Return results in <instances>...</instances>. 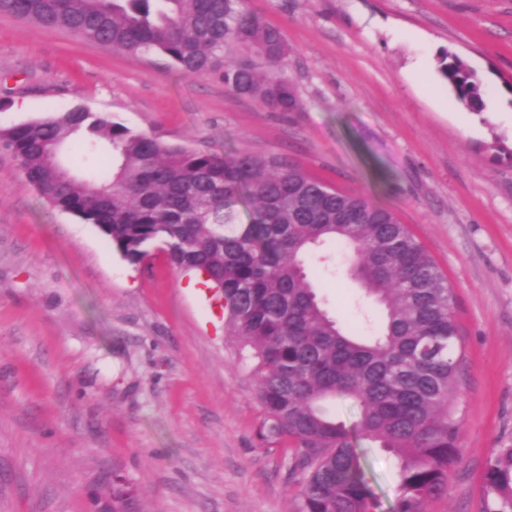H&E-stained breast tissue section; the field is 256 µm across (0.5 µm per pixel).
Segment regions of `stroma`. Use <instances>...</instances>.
<instances>
[{
  "mask_svg": "<svg viewBox=\"0 0 512 512\" xmlns=\"http://www.w3.org/2000/svg\"><path fill=\"white\" fill-rule=\"evenodd\" d=\"M290 47L301 109L272 112L216 75L184 77L0 14V129L80 106L162 142L277 155L407 224L448 279L461 429L427 512H484L489 459L512 448V0H247ZM483 80L460 104L438 54ZM326 308L356 326L343 252ZM266 412L224 310L151 249L132 265L45 202L0 150V512H96L112 482L133 512H298L303 474ZM390 512L399 461L366 440Z\"/></svg>",
  "mask_w": 512,
  "mask_h": 512,
  "instance_id": "35a3bbf8",
  "label": "stroma"
}]
</instances>
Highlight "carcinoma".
Listing matches in <instances>:
<instances>
[{
  "instance_id": "carcinoma-1",
  "label": "carcinoma",
  "mask_w": 512,
  "mask_h": 512,
  "mask_svg": "<svg viewBox=\"0 0 512 512\" xmlns=\"http://www.w3.org/2000/svg\"><path fill=\"white\" fill-rule=\"evenodd\" d=\"M0 13L162 56L183 76L217 74L272 112L300 109L283 73L284 35L244 0H0ZM438 72L461 103L483 108V81L465 60L443 51ZM66 146L85 156L106 147L112 160L77 177L65 170ZM0 148L46 202L96 225L129 264L154 246L208 275L248 349L266 437L290 442L305 474L300 512H370L360 439L400 460L394 512H425L447 492L460 432L453 294L390 211L285 157L166 144L83 107L0 129ZM328 241L379 309L371 336L348 333L308 278L307 258ZM337 397L358 405L356 424L327 414ZM485 480L493 499L484 512H512V448L488 463Z\"/></svg>"
}]
</instances>
